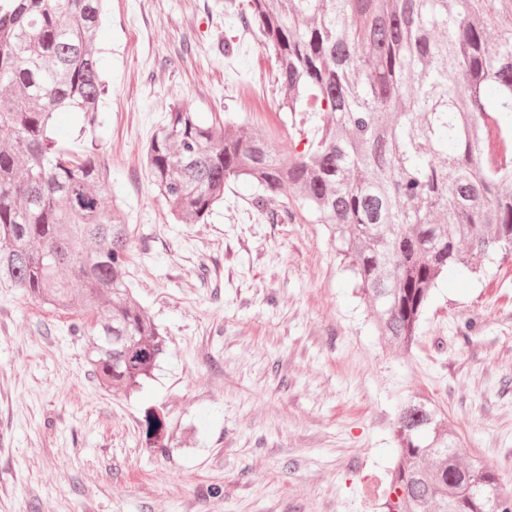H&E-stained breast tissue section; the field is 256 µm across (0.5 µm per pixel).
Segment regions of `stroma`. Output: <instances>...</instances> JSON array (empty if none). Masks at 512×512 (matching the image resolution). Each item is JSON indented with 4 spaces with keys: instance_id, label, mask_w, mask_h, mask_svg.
Instances as JSON below:
<instances>
[{
    "instance_id": "1",
    "label": "stroma",
    "mask_w": 512,
    "mask_h": 512,
    "mask_svg": "<svg viewBox=\"0 0 512 512\" xmlns=\"http://www.w3.org/2000/svg\"><path fill=\"white\" fill-rule=\"evenodd\" d=\"M103 11L109 95L93 136L135 228L134 296L168 353L139 392L112 393L70 315L0 288V512H186L194 498L203 512H366L413 393L512 490V256L445 276L405 353L375 335L335 240L298 201L267 197L294 213L273 224L256 187L232 182L208 223H175L143 162L172 102L205 120L231 113L284 158L305 137L278 108L272 51L225 24L224 0ZM150 408L186 432L167 452L146 448Z\"/></svg>"
}]
</instances>
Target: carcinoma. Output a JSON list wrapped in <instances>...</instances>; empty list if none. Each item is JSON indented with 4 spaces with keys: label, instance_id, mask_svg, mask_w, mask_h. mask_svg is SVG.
I'll use <instances>...</instances> for the list:
<instances>
[{
    "label": "carcinoma",
    "instance_id": "carcinoma-1",
    "mask_svg": "<svg viewBox=\"0 0 512 512\" xmlns=\"http://www.w3.org/2000/svg\"><path fill=\"white\" fill-rule=\"evenodd\" d=\"M102 0H0V287L79 311L97 384L138 392L166 340L127 284L134 229L93 146L61 144L59 112L92 115L107 89L94 48ZM224 4L277 62L279 108L310 139L288 161L243 124H207L180 102L153 131L145 169L171 214L205 224L224 186L256 185V210L296 194L336 237L378 335L408 350L439 277L512 251V0H249ZM332 112L331 124H319ZM145 443H172L144 416ZM386 512H512L495 471L462 460L448 420L411 395L394 426Z\"/></svg>",
    "mask_w": 512,
    "mask_h": 512
}]
</instances>
